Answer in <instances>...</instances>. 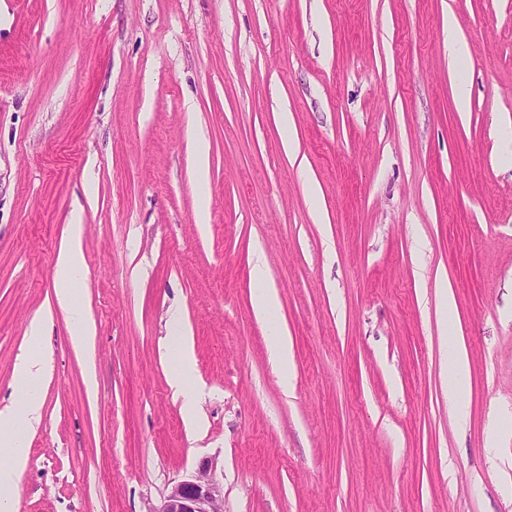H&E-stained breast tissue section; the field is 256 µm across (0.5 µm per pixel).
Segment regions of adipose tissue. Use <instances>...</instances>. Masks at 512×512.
I'll list each match as a JSON object with an SVG mask.
<instances>
[{
    "mask_svg": "<svg viewBox=\"0 0 512 512\" xmlns=\"http://www.w3.org/2000/svg\"><path fill=\"white\" fill-rule=\"evenodd\" d=\"M82 236L83 222L77 216L73 218L68 239L57 256L53 280L57 303L70 316L71 341L78 348L84 347L93 334L76 298V287L84 270ZM46 319V314L42 312L32 317L25 335L26 352L17 361L14 371V384L20 400L0 410V512H7L15 500L28 463L25 442L16 436L15 430L19 424L37 422L43 405L39 384L48 366V354L44 346ZM194 372L193 347L186 341L176 350V364L168 383L175 394L183 397L186 417L192 423L199 419L197 396L188 390V382Z\"/></svg>",
    "mask_w": 512,
    "mask_h": 512,
    "instance_id": "obj_1",
    "label": "adipose tissue"
}]
</instances>
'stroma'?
Returning <instances> with one entry per match:
<instances>
[{
	"label": "stroma",
	"mask_w": 512,
	"mask_h": 512,
	"mask_svg": "<svg viewBox=\"0 0 512 512\" xmlns=\"http://www.w3.org/2000/svg\"><path fill=\"white\" fill-rule=\"evenodd\" d=\"M510 124L512 0H0V408L51 311L14 512H147L203 465L224 512H512ZM77 212L82 349L53 288ZM250 265L252 280L257 285L252 298L254 310L258 315L270 317L278 307V294L268 283L267 270L260 252H255L250 257ZM271 354L276 368L280 372L282 383L286 389L291 387V342L288 330L275 327L272 334ZM195 372V357L191 343L184 337L182 345L177 341L176 364L169 375L168 383L175 394L183 396L186 417L190 423L199 420L197 396L188 390V381ZM454 359V364L448 373V398L458 421L464 424L467 418L468 360L466 353L460 348L456 349Z\"/></svg>",
	"instance_id": "35a3bbf8"
}]
</instances>
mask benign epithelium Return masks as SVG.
<instances>
[{
	"instance_id": "obj_1",
	"label": "benign epithelium",
	"mask_w": 512,
	"mask_h": 512,
	"mask_svg": "<svg viewBox=\"0 0 512 512\" xmlns=\"http://www.w3.org/2000/svg\"><path fill=\"white\" fill-rule=\"evenodd\" d=\"M147 512H222L221 491L203 466L195 475L173 484Z\"/></svg>"
}]
</instances>
